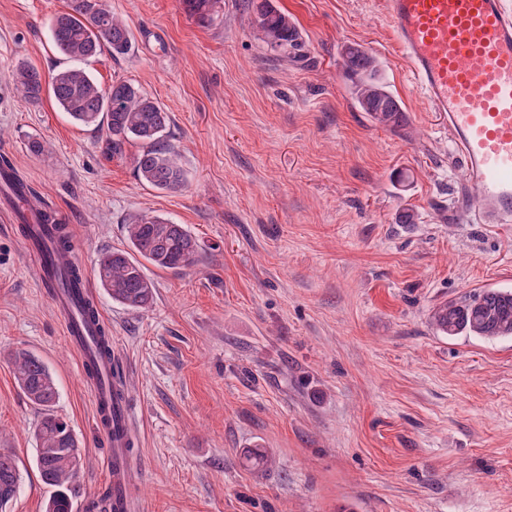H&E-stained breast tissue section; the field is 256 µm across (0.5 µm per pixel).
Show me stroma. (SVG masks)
Segmentation results:
<instances>
[{
    "label": "stroma",
    "instance_id": "1",
    "mask_svg": "<svg viewBox=\"0 0 512 512\" xmlns=\"http://www.w3.org/2000/svg\"><path fill=\"white\" fill-rule=\"evenodd\" d=\"M103 4L132 48L86 67L168 112L185 188L143 185L136 143L107 158L101 133L16 90L19 63L66 66L48 23L67 0H0V155L63 214L87 270L127 248L136 214L187 225L201 246L194 268L147 266L148 310L94 290L136 432L137 512H512V338L446 336L432 321L442 302L512 290V224L463 219L462 167L382 0H278L298 27L295 57L267 47L246 0H224L209 26L180 0ZM347 44L383 66L403 129L355 106ZM32 138L47 150L31 153ZM405 208L416 223H396ZM18 349L58 382L56 410L82 446L75 512H94L105 444L89 383L0 214V451L21 473L5 512H43ZM256 448L260 469L245 461Z\"/></svg>",
    "mask_w": 512,
    "mask_h": 512
}]
</instances>
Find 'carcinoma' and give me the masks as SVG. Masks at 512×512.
<instances>
[{
	"mask_svg": "<svg viewBox=\"0 0 512 512\" xmlns=\"http://www.w3.org/2000/svg\"><path fill=\"white\" fill-rule=\"evenodd\" d=\"M221 2L181 0L184 11L202 26L213 21L222 9ZM247 2L267 46L279 52L299 46L294 22L273 0ZM49 27L54 47L69 59L70 65L58 69L47 80L38 68L22 63L13 72L17 89L38 101L43 88H48L57 107L72 122L103 131L110 158L123 155L127 142L140 143L141 149L134 157L138 179L156 190H181L186 173L165 136L170 122L168 113L132 84L116 80L104 87L83 67V63L105 52L114 57L128 52L131 33L124 21L102 7L99 0H69L68 10L55 14ZM341 56L357 107L380 126H403L405 113L379 62L354 44L345 46ZM37 214L40 223L56 225L58 245L70 247L69 235L58 214L50 209ZM126 231L128 249L100 254L96 278L113 301L139 311L153 303L154 287L145 273V264L176 271L190 269L200 261V245L186 225L160 216L134 215L126 224ZM432 318L438 330L448 336L511 338L512 291L486 288L461 300L446 301L434 309ZM11 364L16 383L41 415L35 430V465L43 484L51 488L45 512H73L82 455L73 429L57 414L56 379L44 361L29 350L12 353ZM19 481L14 458L0 452V508L16 496Z\"/></svg>",
	"mask_w": 512,
	"mask_h": 512,
	"instance_id": "obj_1",
	"label": "carcinoma"
}]
</instances>
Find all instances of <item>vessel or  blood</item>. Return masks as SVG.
I'll return each instance as SVG.
<instances>
[{
    "label": "vessel or blood",
    "mask_w": 512,
    "mask_h": 512,
    "mask_svg": "<svg viewBox=\"0 0 512 512\" xmlns=\"http://www.w3.org/2000/svg\"><path fill=\"white\" fill-rule=\"evenodd\" d=\"M394 40L432 112L448 130L465 171L461 191L471 224H512V6L507 0H384ZM29 186L13 168L0 169V211L25 215L33 233L23 246L36 263L64 335L81 364L96 363L91 381L99 430L106 442L105 470L112 512H135L130 408L110 386L115 351L100 348L99 325L85 321L89 279L71 290L62 278L79 261L75 250L53 251L54 228L20 205Z\"/></svg>",
    "instance_id": "vessel-or-blood-1"
}]
</instances>
